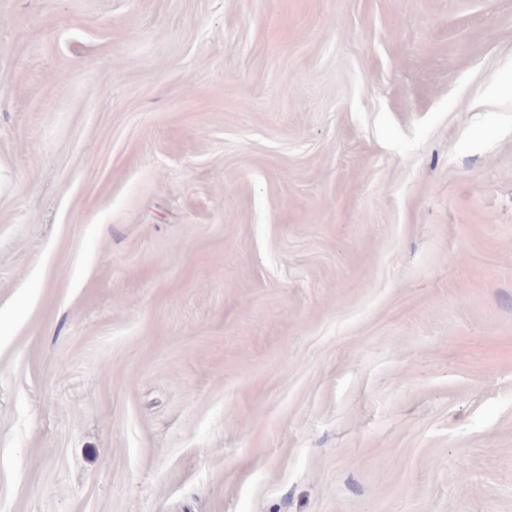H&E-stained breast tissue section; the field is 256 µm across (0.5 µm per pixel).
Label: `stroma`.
I'll use <instances>...</instances> for the list:
<instances>
[{"instance_id": "obj_1", "label": "stroma", "mask_w": 512, "mask_h": 512, "mask_svg": "<svg viewBox=\"0 0 512 512\" xmlns=\"http://www.w3.org/2000/svg\"><path fill=\"white\" fill-rule=\"evenodd\" d=\"M0 512H512V0H0Z\"/></svg>"}]
</instances>
